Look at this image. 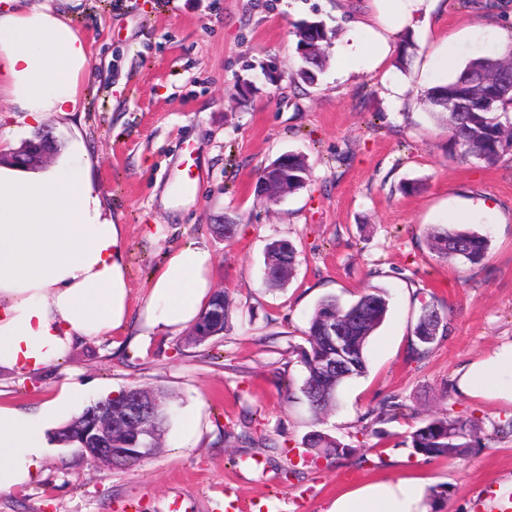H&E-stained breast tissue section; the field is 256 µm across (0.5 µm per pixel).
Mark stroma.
Masks as SVG:
<instances>
[{
  "label": "stroma",
  "instance_id": "35a3bbf8",
  "mask_svg": "<svg viewBox=\"0 0 512 512\" xmlns=\"http://www.w3.org/2000/svg\"><path fill=\"white\" fill-rule=\"evenodd\" d=\"M92 46L80 121L44 122L60 143L81 132L91 176L124 226L129 323L125 331L75 340L61 362L38 372L0 368V405L38 412L62 384L88 388L85 403L132 385L172 393L173 418L160 452L135 467L107 469L54 444L38 479L0 492V512H328L337 496L377 480L410 479L444 491L438 512H500L495 495L512 485V405L462 394L457 372L512 343V153L496 164L450 156L448 131L420 92L447 82L469 59L503 51L512 14L440 0L414 29L407 69L390 77L405 89L390 98L377 74L336 76L328 61L316 85L290 88L299 65L295 23L321 20L343 32L373 0H59ZM451 36L447 65H435L439 38ZM277 58L281 76L250 102L234 85ZM307 157L303 189L278 204L254 192L259 169L282 153ZM198 176L191 198L175 185L184 159ZM416 181L420 191L399 186ZM236 225L232 240L212 232ZM464 225L487 235L478 264L431 252L427 228ZM297 251L292 278L270 287L267 244ZM212 257L211 286L233 302L223 335L187 346L178 331L150 329L142 309L153 277L186 244ZM389 302L366 347V372L343 383L336 406L314 419L300 386L298 351L318 304H342L366 289ZM444 311L448 332L414 358L423 305ZM421 414L472 421L482 445L459 458L429 460L405 444L416 420L362 433V419L388 398ZM199 411L184 438L183 415ZM322 432L349 445L336 458L305 447ZM305 479L286 477L289 468Z\"/></svg>",
  "mask_w": 512,
  "mask_h": 512
}]
</instances>
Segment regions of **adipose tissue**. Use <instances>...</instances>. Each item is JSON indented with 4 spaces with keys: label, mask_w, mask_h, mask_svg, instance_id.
I'll use <instances>...</instances> for the list:
<instances>
[{
    "label": "adipose tissue",
    "mask_w": 512,
    "mask_h": 512,
    "mask_svg": "<svg viewBox=\"0 0 512 512\" xmlns=\"http://www.w3.org/2000/svg\"><path fill=\"white\" fill-rule=\"evenodd\" d=\"M370 19L348 23L334 52L347 80L386 71L395 39L427 23L439 0H374ZM89 44L53 0H0V100L28 126L82 109ZM390 96L403 88L384 76ZM82 136L41 168L0 164V367L35 372L60 361L74 338L125 330V238L102 203ZM211 257L188 244L159 269L146 306L149 326L193 324L210 291ZM461 392L512 403V344L471 363ZM81 390L62 387L36 413L0 406V491L39 475L49 430L69 418ZM424 485L379 481L340 495L328 512H427Z\"/></svg>",
    "instance_id": "1"
}]
</instances>
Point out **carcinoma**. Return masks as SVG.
<instances>
[{
	"mask_svg": "<svg viewBox=\"0 0 512 512\" xmlns=\"http://www.w3.org/2000/svg\"><path fill=\"white\" fill-rule=\"evenodd\" d=\"M296 51L301 66L294 79L314 85L324 69L328 49L336 30L321 20L303 21L294 26ZM512 69V45L501 54L470 60L454 78L432 86L421 93L422 100L436 119L448 129L449 151L461 157H474L489 165L512 151V93H494L501 76ZM453 97L467 98L472 107L466 112H450L446 102ZM309 167L300 154H288V193L304 187ZM428 248L447 261L478 264L486 257L490 240L469 228L432 227L425 235ZM296 249L285 240H275L266 249V278L273 287L284 286L293 274ZM232 300L227 291H214L207 306L190 327L183 342L200 345L224 332ZM388 311L383 293L365 292L347 307L334 297H326L317 305L309 320L306 341L309 347L300 352L306 377L300 392L313 414L318 415L335 406L339 387L366 371L365 347ZM347 327L353 356L348 368L340 373L325 370L324 359L332 350L327 336L331 321ZM446 316L426 304L415 327L417 347L422 356L437 337L447 334ZM112 410V457L114 466H132L146 460L141 448H159L171 423V396L161 387L130 386L116 395H109L87 405L55 431L57 440L65 445L82 448L95 416ZM373 423H387L400 418L413 419L419 412L406 404L389 398L370 412ZM410 448L426 458H453L466 455L481 444L474 428L464 419L447 414H430L410 433ZM308 447L326 455L345 456L349 446L314 433Z\"/></svg>",
	"mask_w": 512,
	"mask_h": 512,
	"instance_id": "1",
	"label": "carcinoma"
}]
</instances>
